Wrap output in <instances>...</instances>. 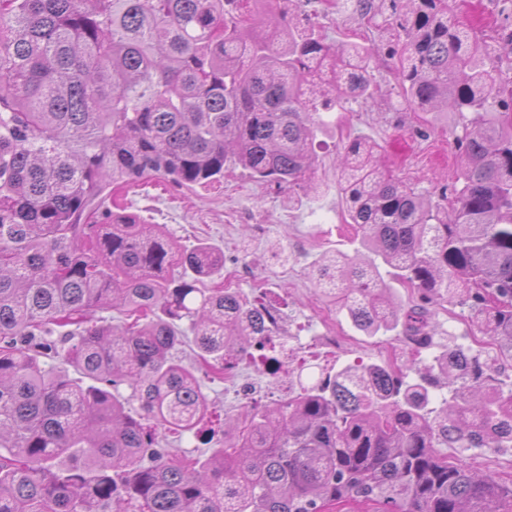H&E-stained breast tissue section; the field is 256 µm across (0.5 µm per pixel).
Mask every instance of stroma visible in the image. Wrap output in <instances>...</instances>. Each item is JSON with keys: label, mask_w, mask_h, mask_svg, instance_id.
Listing matches in <instances>:
<instances>
[{"label": "stroma", "mask_w": 512, "mask_h": 512, "mask_svg": "<svg viewBox=\"0 0 512 512\" xmlns=\"http://www.w3.org/2000/svg\"><path fill=\"white\" fill-rule=\"evenodd\" d=\"M454 7L460 22L478 38L496 37L502 27L490 0H456ZM327 118L329 128L318 132L315 141L313 179L321 185L320 193L292 198L276 185L256 182L247 170L232 166L223 183L211 188L177 187L151 177L113 187L112 202L116 211L164 225L184 247L206 241L223 250L225 271L206 280V287L234 288L250 303L276 312V333L287 337L294 349L289 370L306 367L333 373L348 364H380L393 355L427 362L429 351H415L402 332L371 337L358 331L321 294L310 266L322 256L339 252L352 256L361 248L359 236L344 221L336 191L337 146L354 137L376 143L386 172L431 192L460 170L451 141L461 118L455 112L397 111L363 101L350 102L346 110L328 113ZM284 251L289 254L285 260L280 257ZM235 373L236 382L229 385L198 368L196 375L209 403L199 432L163 431L160 448L179 456H207L216 446L209 438L210 429L238 417L243 386L254 388L261 402H270L272 364L264 360L262 349L241 359ZM448 458L512 482V448L461 454L452 448Z\"/></svg>", "instance_id": "1"}]
</instances>
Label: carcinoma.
<instances>
[{
	"label": "carcinoma",
	"instance_id": "cac0c4a2",
	"mask_svg": "<svg viewBox=\"0 0 512 512\" xmlns=\"http://www.w3.org/2000/svg\"><path fill=\"white\" fill-rule=\"evenodd\" d=\"M259 2L279 0H0V512H512L511 484L444 452L512 448V378L491 363L512 357V79L499 67L512 0H490L507 21L492 43L452 0H331L361 29L395 31L401 103L462 114L461 172L425 195L371 142L342 146L336 189L369 255L313 264L369 336L402 325L431 349L428 318L453 306L496 352L445 344L423 367L346 366L298 382L208 458L154 448L156 431L193 432L208 410L175 358L187 333L220 375L274 316L201 287L224 252L114 216L108 189L152 175L207 188L233 163L315 192L319 110L375 96L372 48L327 41L298 21L301 0L247 29L236 11ZM387 276L420 303L395 305ZM109 310L124 321L96 316Z\"/></svg>",
	"mask_w": 512,
	"mask_h": 512
}]
</instances>
